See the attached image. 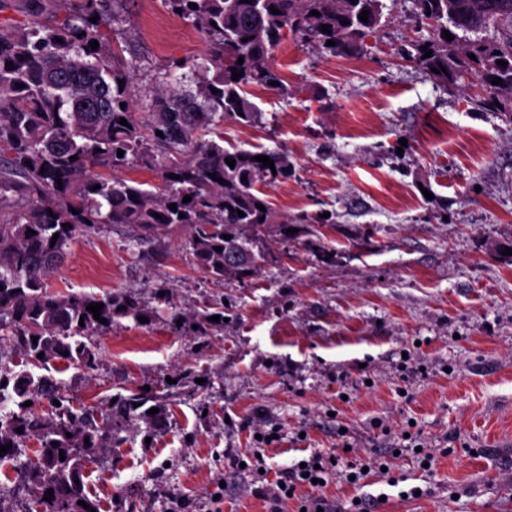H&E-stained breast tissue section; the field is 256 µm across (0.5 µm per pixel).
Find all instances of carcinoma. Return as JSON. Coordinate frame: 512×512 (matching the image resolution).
Segmentation results:
<instances>
[{
  "instance_id": "cac0c4a2",
  "label": "carcinoma",
  "mask_w": 512,
  "mask_h": 512,
  "mask_svg": "<svg viewBox=\"0 0 512 512\" xmlns=\"http://www.w3.org/2000/svg\"><path fill=\"white\" fill-rule=\"evenodd\" d=\"M29 2L28 20L0 19V320L9 318L6 336L33 366L60 360L88 371L97 362L89 346L94 334L112 328L119 317L149 319L151 312L131 294H48L44 282L64 261L66 247L98 224H127L141 241L186 226L193 260L205 273L216 280L251 278L264 260L253 251L263 230L277 224L286 241L292 238L287 229L306 222L278 218L256 190L258 183L288 177V156L262 151L274 161L271 169L254 160L257 153L230 152L204 139L205 133L228 119L256 121L259 112L246 98L247 86L285 90L270 55L288 35L308 39L323 52L351 54L381 27L382 5L380 0H165L194 23L209 50L183 75L195 89L180 90L161 77L147 119L139 121L130 86L135 62L123 59L105 33L120 0H62L72 8L52 26L36 21L41 0ZM415 2L433 38L432 56L424 57L417 45L413 59L428 72L436 69L432 76L450 88L476 78L487 87L482 109L495 111L499 104L512 109V0ZM273 7L279 13H271ZM364 10L366 22L359 20ZM93 16L95 23L89 21ZM324 25L331 33L322 31ZM446 31L453 40H446ZM329 40L335 45H327ZM93 41L99 43L95 49ZM212 65L218 71L209 79ZM234 70L242 77L232 79ZM495 77L502 84H492ZM122 118L127 125L120 124ZM134 160L160 171L159 192L119 176ZM187 195L191 200L185 203ZM96 303L104 304V324L86 310ZM114 398L101 408L75 409L51 377L0 366V404L14 405L0 412V446L8 457L24 440H37L36 460L27 470L37 512H101L79 484L89 456L116 446L119 431L136 421L153 436L166 431L167 413L151 394L131 389ZM45 399L59 402L47 416L39 411ZM152 408L159 412L148 414ZM49 489L53 497L47 501Z\"/></svg>"
}]
</instances>
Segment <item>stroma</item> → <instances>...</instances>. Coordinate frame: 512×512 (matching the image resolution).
<instances>
[{
  "label": "stroma",
  "instance_id": "obj_1",
  "mask_svg": "<svg viewBox=\"0 0 512 512\" xmlns=\"http://www.w3.org/2000/svg\"><path fill=\"white\" fill-rule=\"evenodd\" d=\"M381 3L382 26L358 54L282 41L272 62L287 94L250 87L260 121L223 126L225 147L287 154L288 177L258 186L277 213L328 212L331 223L314 235L299 225L288 241L266 233L265 260L242 283L195 265L188 228L142 246L133 228L100 224L48 277L50 294L131 293L152 313L95 335L94 370L47 367L77 407L145 386L162 398L164 434L137 423L87 466L101 512H267L229 470L255 431L280 427L268 461L278 470L344 439L360 456L383 452L378 418L397 434L415 424L435 460L428 473L405 453L395 487L371 473V512H512V112L479 109L478 80L439 85L411 57L431 36L414 0ZM121 15L108 31L138 60L142 119L158 73L207 43L164 0H122ZM163 288L189 317L224 297L223 329L172 325ZM406 351L426 373L403 378ZM36 448L24 440L16 467L0 468L6 512L33 505L20 469ZM415 485L423 496L404 498Z\"/></svg>",
  "mask_w": 512,
  "mask_h": 512
}]
</instances>
